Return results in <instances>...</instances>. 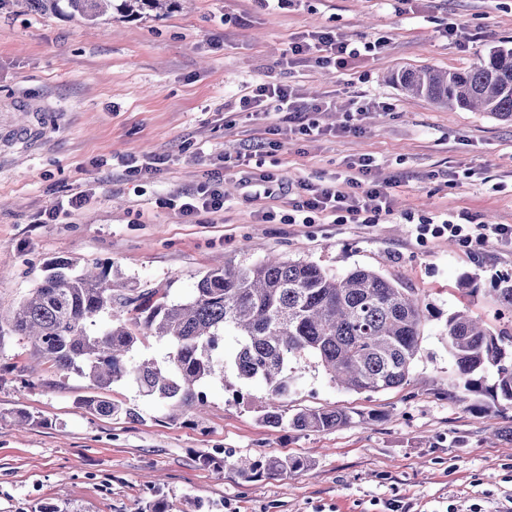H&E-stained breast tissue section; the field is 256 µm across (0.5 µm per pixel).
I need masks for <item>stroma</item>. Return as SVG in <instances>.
<instances>
[{"label": "stroma", "instance_id": "35a3bbf8", "mask_svg": "<svg viewBox=\"0 0 512 512\" xmlns=\"http://www.w3.org/2000/svg\"><path fill=\"white\" fill-rule=\"evenodd\" d=\"M456 24L459 39L445 37ZM328 28L378 53L335 73L283 63L291 38ZM512 46V0H185L160 18L120 15L95 24L44 16L27 0L0 10V124H28L0 138V328L44 274L112 263L123 293L189 300L206 271L269 255L343 274L361 267L401 283L439 311L424 328L409 385L377 393L337 388L308 363L289 412L338 407L350 425L325 432L272 428L260 419L262 384L233 370L211 380L203 406L185 412L124 383L108 396L138 418L102 417L82 404L96 389L41 362L21 337L0 340V512H142L156 497L169 512H512V407L456 386L444 319L469 308L512 334L498 290L512 283V248L419 241L423 218L465 212L512 225V122L440 109L393 80L403 69H464ZM290 84L324 135L288 131L281 113L253 115L239 99L262 84ZM263 138L265 169L317 184L372 157L394 212L375 224L287 223L285 200L249 199L225 157ZM156 163L143 177L124 161ZM219 185L223 212L187 221L171 199ZM86 192L79 215L49 220ZM274 220L262 222L259 211ZM242 401H235L236 393ZM32 421L13 422L17 411ZM224 457L223 476L204 467ZM298 458L277 480L243 479L245 459Z\"/></svg>", "mask_w": 512, "mask_h": 512}]
</instances>
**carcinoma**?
Listing matches in <instances>:
<instances>
[{"instance_id":"obj_1","label":"carcinoma","mask_w":512,"mask_h":512,"mask_svg":"<svg viewBox=\"0 0 512 512\" xmlns=\"http://www.w3.org/2000/svg\"><path fill=\"white\" fill-rule=\"evenodd\" d=\"M27 2L39 13L66 11L91 23L111 10L129 19L159 18L181 6L180 0ZM395 81L440 107L512 121V47L499 46L467 69H406ZM46 268L48 274L20 302L9 326L57 371L83 376L99 390L124 382L142 396L191 409L204 404L205 383L224 378L229 365L241 382L265 386L266 425L286 423L297 431H329L351 420L339 408L306 409L284 420V400L307 362L315 360L332 383L349 391L402 387L410 382L424 327L435 317L423 299L360 267L337 276L311 261L279 257L227 264L205 272L185 303L149 293L126 296L112 287L110 264L77 272L68 261H53ZM140 328L169 346L164 359L133 358ZM446 330L458 387L512 405V341L466 309L448 315ZM228 332L236 340L230 352L224 348ZM489 367L496 369V379L485 386L479 374ZM83 405L102 417L138 418L134 409L101 394ZM298 468L293 459L266 458L243 465L240 474L274 478Z\"/></svg>"}]
</instances>
